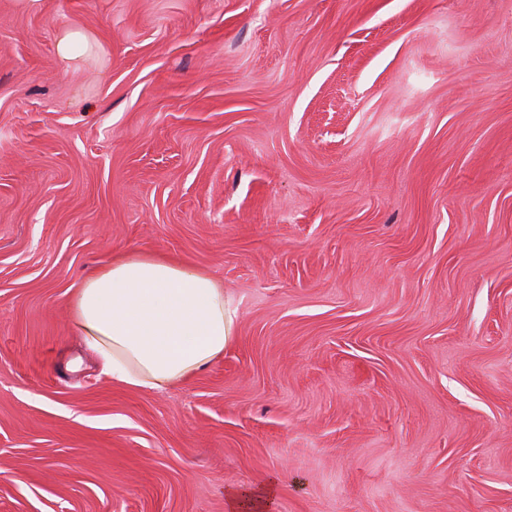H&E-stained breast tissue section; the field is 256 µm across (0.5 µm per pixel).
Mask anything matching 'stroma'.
I'll list each match as a JSON object with an SVG mask.
<instances>
[{
  "mask_svg": "<svg viewBox=\"0 0 512 512\" xmlns=\"http://www.w3.org/2000/svg\"><path fill=\"white\" fill-rule=\"evenodd\" d=\"M126 249L234 300L188 382L72 328ZM269 479L270 512H512V0H0V512Z\"/></svg>",
  "mask_w": 512,
  "mask_h": 512,
  "instance_id": "1",
  "label": "stroma"
}]
</instances>
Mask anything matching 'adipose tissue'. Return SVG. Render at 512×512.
Wrapping results in <instances>:
<instances>
[{"label":"adipose tissue","mask_w":512,"mask_h":512,"mask_svg":"<svg viewBox=\"0 0 512 512\" xmlns=\"http://www.w3.org/2000/svg\"><path fill=\"white\" fill-rule=\"evenodd\" d=\"M71 323L85 349L123 386L160 391L223 356L236 310L206 270L125 250L73 289Z\"/></svg>","instance_id":"adipose-tissue-1"}]
</instances>
